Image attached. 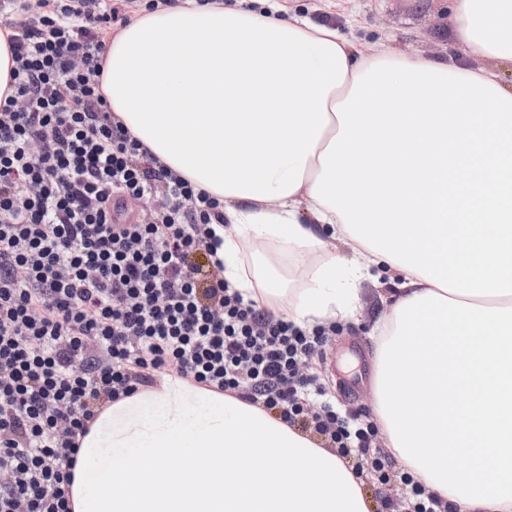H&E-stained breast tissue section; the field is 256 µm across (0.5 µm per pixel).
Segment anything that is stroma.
Wrapping results in <instances>:
<instances>
[{"label": "stroma", "mask_w": 512, "mask_h": 512, "mask_svg": "<svg viewBox=\"0 0 512 512\" xmlns=\"http://www.w3.org/2000/svg\"><path fill=\"white\" fill-rule=\"evenodd\" d=\"M284 8L353 31L364 48L376 49L393 39L403 53L440 58L452 56L461 67L487 66L485 58L461 50L449 22L454 0H280ZM245 255L262 276L278 279L288 290L306 287V271L317 262L309 255L298 262L284 249L262 240L247 244ZM390 285L362 281L356 320L338 325L325 350L310 369L319 375L338 409L366 412L373 409L372 359L377 325L389 312Z\"/></svg>", "instance_id": "1"}]
</instances>
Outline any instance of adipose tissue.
Returning a JSON list of instances; mask_svg holds the SVG:
<instances>
[{
    "instance_id": "obj_1",
    "label": "adipose tissue",
    "mask_w": 512,
    "mask_h": 512,
    "mask_svg": "<svg viewBox=\"0 0 512 512\" xmlns=\"http://www.w3.org/2000/svg\"><path fill=\"white\" fill-rule=\"evenodd\" d=\"M458 45L512 64V0H455ZM103 94L160 163L224 204V277L304 329L378 327L374 414L389 456L455 512H512V89L495 69L353 38L279 0H197L112 36ZM249 238L321 255L282 305ZM350 463L259 406L170 374L80 440L72 512H370Z\"/></svg>"
}]
</instances>
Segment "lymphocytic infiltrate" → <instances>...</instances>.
<instances>
[{
  "mask_svg": "<svg viewBox=\"0 0 512 512\" xmlns=\"http://www.w3.org/2000/svg\"><path fill=\"white\" fill-rule=\"evenodd\" d=\"M112 0H0L13 54L0 99V512H71L79 442L107 404L172 371L320 436L357 478L398 482L404 512H452L337 409L305 368L306 331L229 282L224 205L161 165L102 93ZM131 200L153 201L150 221Z\"/></svg>",
  "mask_w": 512,
  "mask_h": 512,
  "instance_id": "f902f5d3",
  "label": "lymphocytic infiltrate"
}]
</instances>
